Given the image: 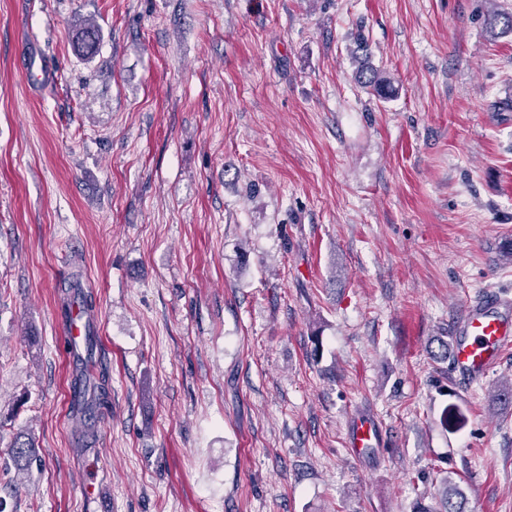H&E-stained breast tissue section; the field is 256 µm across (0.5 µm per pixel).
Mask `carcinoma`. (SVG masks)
Here are the masks:
<instances>
[{
    "instance_id": "obj_1",
    "label": "carcinoma",
    "mask_w": 512,
    "mask_h": 512,
    "mask_svg": "<svg viewBox=\"0 0 512 512\" xmlns=\"http://www.w3.org/2000/svg\"><path fill=\"white\" fill-rule=\"evenodd\" d=\"M488 21L490 27H500L501 33H512V13L496 11L488 16ZM77 40L81 51L87 53L95 51L99 41L98 26L89 23L80 28ZM358 80L364 86L372 88L379 97H385L391 91L390 81L372 68L361 69ZM74 307L79 308L87 316L88 325H93L94 299L90 292L82 290L80 279L75 274L61 283L59 305L61 316L66 320L69 319ZM96 344L97 336L87 334L86 354L82 358L83 369L73 376L70 386L74 397L77 398L76 408L85 419V429L82 431V437L85 439L94 436V420L107 403L109 372L105 366L93 360ZM37 461L38 448H36L35 438L22 431L16 433L9 445L8 464L20 473L29 471ZM420 512H468V498L453 479L446 476L440 480L437 506L424 507Z\"/></svg>"
}]
</instances>
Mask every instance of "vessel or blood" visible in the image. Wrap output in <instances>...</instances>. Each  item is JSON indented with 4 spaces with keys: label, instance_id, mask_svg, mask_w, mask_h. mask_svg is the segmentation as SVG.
<instances>
[{
    "label": "vessel or blood",
    "instance_id": "b4317fda",
    "mask_svg": "<svg viewBox=\"0 0 512 512\" xmlns=\"http://www.w3.org/2000/svg\"><path fill=\"white\" fill-rule=\"evenodd\" d=\"M512 347V298L488 291L468 303L454 333L451 371L460 387L483 381L503 352ZM377 444V428L371 418L351 422L347 434L350 454L363 456Z\"/></svg>",
    "mask_w": 512,
    "mask_h": 512
}]
</instances>
